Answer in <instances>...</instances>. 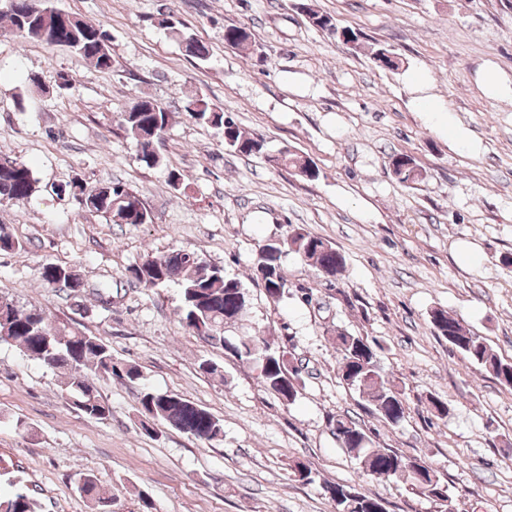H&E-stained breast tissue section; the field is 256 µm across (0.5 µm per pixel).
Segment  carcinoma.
<instances>
[{
  "label": "carcinoma",
  "mask_w": 512,
  "mask_h": 512,
  "mask_svg": "<svg viewBox=\"0 0 512 512\" xmlns=\"http://www.w3.org/2000/svg\"><path fill=\"white\" fill-rule=\"evenodd\" d=\"M37 0H13L12 7L0 9V18L7 19L3 32L17 37L43 42L48 46L66 45V49L88 60L102 70L112 69L114 58L109 36L102 27L81 19L69 24L41 15L35 8ZM316 28L333 37L344 35L345 41H357L361 34L339 30L334 18L311 8L306 0L297 4ZM185 52L205 62L208 47L191 35L181 36ZM224 42L232 47L256 46L252 34L237 25L224 26ZM188 117L221 132L224 146L242 155H262L275 168H288L302 178L314 180L319 170H313L309 161L286 148L276 155L265 150L263 138L244 131L224 110L195 96L186 106ZM119 125L131 139L135 159L147 167L162 161L156 147L172 123V113L156 99L138 97L124 111L117 113ZM390 167L398 182L414 185L423 178L422 170L413 157L396 154ZM122 183L98 182L88 184L74 179L56 187V193L72 196L80 209L96 213L117 224H148L150 214L139 209L142 199L130 188L121 191ZM37 191V180L32 170L0 152V205L25 200ZM291 251L311 263L322 274L336 277L345 268L343 255L327 240L302 227H295L284 239L271 241L260 249L255 271L264 274L267 297L278 302L285 294L286 279L282 256ZM132 281L148 289L162 288L174 283L180 288L179 315L183 326L205 340L221 345L238 358H247L259 370L264 388L279 400L292 404L302 388L301 371L287 358L288 352L273 347L262 336H242L238 339L224 335V326L236 322L244 312L248 296L240 281L226 275L224 268L204 262L199 255L184 249H172L158 257H147L128 268ZM40 278L47 288H64L73 294L82 292L85 284L68 267L45 264ZM430 322L436 334L448 341L461 358L483 368L501 385L512 387V361H507L493 350L487 339L466 329L459 319L442 309L430 313ZM0 344L18 347L25 355L59 372L64 379L67 400L84 415L102 420L110 415V407L100 398L94 379L117 376L131 383L140 378L133 364L114 360L112 349L101 338L75 331L61 333L60 327L45 310L36 305H20L11 297L0 295ZM336 353L339 355L337 374L341 383L356 391L368 402L369 412L380 420L396 425L405 415L404 391L384 375L378 352L382 346L375 339L345 331L336 332ZM136 412L145 433L157 424L168 425L210 445L221 444L224 422L204 407L177 393H159L148 388L136 394ZM333 435L340 448L359 465L363 474L374 479H392L405 484L415 493L426 496L454 512L448 496V487L432 465L388 448L374 446L372 437L351 418L338 415L331 418ZM77 490L93 501L98 512H108L112 498L101 494L96 478L91 473L77 480ZM333 512H383L382 499L369 496L351 483H333L323 486ZM0 512H41V506L22 487L8 493L0 492Z\"/></svg>",
  "instance_id": "1"
}]
</instances>
